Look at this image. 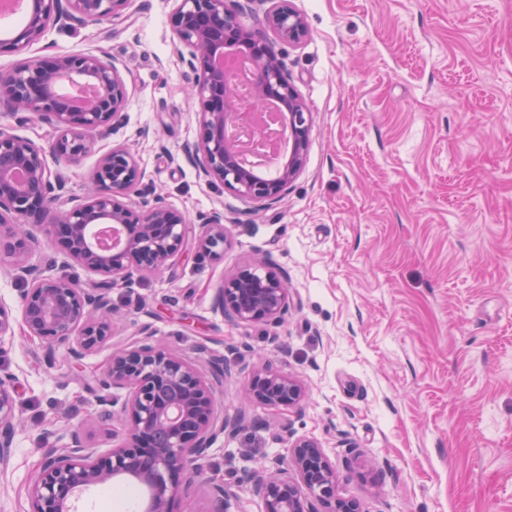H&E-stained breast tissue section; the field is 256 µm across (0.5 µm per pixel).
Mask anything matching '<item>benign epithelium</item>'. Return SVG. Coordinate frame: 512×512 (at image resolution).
Listing matches in <instances>:
<instances>
[{
  "label": "benign epithelium",
  "mask_w": 512,
  "mask_h": 512,
  "mask_svg": "<svg viewBox=\"0 0 512 512\" xmlns=\"http://www.w3.org/2000/svg\"><path fill=\"white\" fill-rule=\"evenodd\" d=\"M21 24L0 39V53H20L40 42L51 27L100 23L120 13L128 0H24ZM171 29L188 55L193 73L191 95L200 102V137L186 150L199 173L242 197L278 200L299 175L309 145L310 112L288 81L275 44H295L308 35L304 16L291 0H269L271 7L251 27L242 23L239 0H175ZM238 42L252 65V82L241 95L236 77L216 66L224 43ZM128 89L115 60L94 54L60 53L22 61L0 71V112H29L51 126L48 146L0 127V264L24 284L22 329L49 348L65 345L79 361L112 336L113 288L132 289L148 275L172 266L182 256L190 220L162 197L137 206L144 175L132 153L114 145L100 155L91 188L81 202L63 195L65 179L51 170L78 163L96 151L99 140L124 121ZM270 100L284 104L287 121L274 128L241 118ZM288 133V161L268 177L237 165L233 151L247 148L264 158L272 143ZM107 225L101 238L90 229ZM199 246L227 242L224 211L201 218ZM42 237L62 240L70 262L47 254L42 264L29 257ZM105 277L86 285L70 272V263ZM285 276L257 259L224 278L216 304L239 324H278L288 311ZM107 386L125 391L112 409L98 413L123 428L120 443L99 455L76 429L60 448L47 449L30 491V512H75L86 489L123 474L142 475L150 485L145 512H171L178 477L193 472L210 488L213 512H224L232 485L205 475L208 451L221 435L233 434L242 418L218 411L224 372H205L199 361L169 350L144 328L140 337L115 346L106 368ZM247 394L259 403L291 407L304 397L301 384L280 369L255 372ZM13 385L0 379V470L7 468L15 430ZM242 480L262 504V512H360L357 503L336 497V468L317 443L297 439L288 456H275L262 471ZM322 510L313 508L312 502Z\"/></svg>",
  "instance_id": "7a95c632"
}]
</instances>
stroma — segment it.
<instances>
[{"mask_svg":"<svg viewBox=\"0 0 512 512\" xmlns=\"http://www.w3.org/2000/svg\"><path fill=\"white\" fill-rule=\"evenodd\" d=\"M307 37L280 47L311 118L302 170L260 207L207 183L183 154L200 136L191 73L173 37L172 0H129L122 15L52 27L22 59L94 53L121 64L129 100L100 150L126 145L144 181L189 216L224 209L223 258L188 255L133 291L112 289V338L81 361L23 331L0 339L12 380V458L0 512H29L45 449L69 440L85 402L89 447L110 452L119 424L95 418L116 344L149 328L182 354L224 359L225 416L207 475L237 484L227 512H260L243 472L315 441L336 495L361 512H512V0H292ZM256 257L288 279L277 326H244L215 305L224 277ZM281 369L303 386L294 407L246 395ZM126 480L93 489L86 512H141Z\"/></svg>","mask_w":512,"mask_h":512,"instance_id":"1","label":"stroma"}]
</instances>
